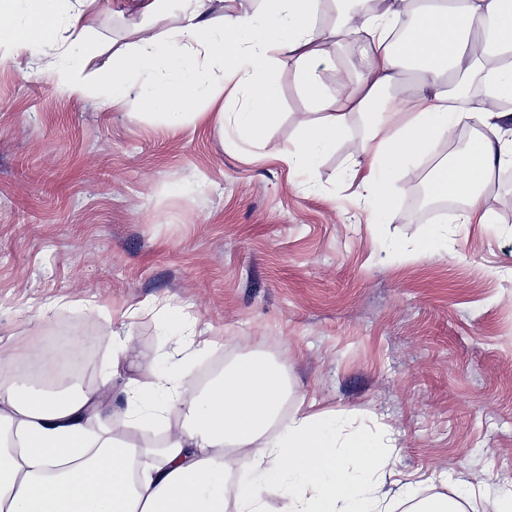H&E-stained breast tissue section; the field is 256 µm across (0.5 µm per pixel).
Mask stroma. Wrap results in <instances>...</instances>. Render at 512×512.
I'll use <instances>...</instances> for the list:
<instances>
[{
  "label": "stroma",
  "instance_id": "obj_1",
  "mask_svg": "<svg viewBox=\"0 0 512 512\" xmlns=\"http://www.w3.org/2000/svg\"><path fill=\"white\" fill-rule=\"evenodd\" d=\"M84 24L105 59L179 21L96 10ZM37 68L0 50V357L80 343L91 373L73 383L93 390L115 333L130 341L126 377L148 383L203 329L215 344L187 365L182 401L265 359L285 371V412L312 398L344 431L394 445L413 501L463 490L475 512H499L512 496V179L487 196L496 223L460 224L416 202L425 161L397 183L395 220L373 224L344 177L362 125L312 174L288 167L305 109L292 58L275 67L282 112L258 143L233 125L245 91L172 127L60 94ZM437 227V256L416 257Z\"/></svg>",
  "mask_w": 512,
  "mask_h": 512
}]
</instances>
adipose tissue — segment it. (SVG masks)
<instances>
[{
    "mask_svg": "<svg viewBox=\"0 0 512 512\" xmlns=\"http://www.w3.org/2000/svg\"><path fill=\"white\" fill-rule=\"evenodd\" d=\"M342 1L263 0L257 9L239 0L217 22L223 0H181V48L148 35L97 67L83 24L90 9L161 18L172 0H0V48L42 59L40 75L63 94L100 89L113 105L174 125L214 96L210 70L219 67L247 92L233 120L254 141L279 120L271 72L288 56L307 114L289 167L315 169L361 122L364 139L345 175L375 219L389 223L401 176L474 124L475 138L430 169L429 194L464 202L459 223H495L486 195L495 174L512 167V0H346V20H326V6ZM346 44L358 48V78L327 88L319 69L330 47ZM458 76L475 79L477 94L453 87ZM211 345L193 337L163 359L152 382H127L117 394L108 384L20 393L1 383L0 426L17 445L0 448V512H268L270 493L287 499L289 512H392L385 484L393 446L362 431L339 435L329 410L301 403L283 416L288 386L272 363L239 360L171 424L170 404L191 387L184 366ZM114 411L131 427L165 426V442L140 448L108 428L91 434L93 421ZM241 456L249 459L242 471Z\"/></svg>",
    "mask_w": 512,
    "mask_h": 512,
    "instance_id": "obj_1",
    "label": "adipose tissue"
}]
</instances>
